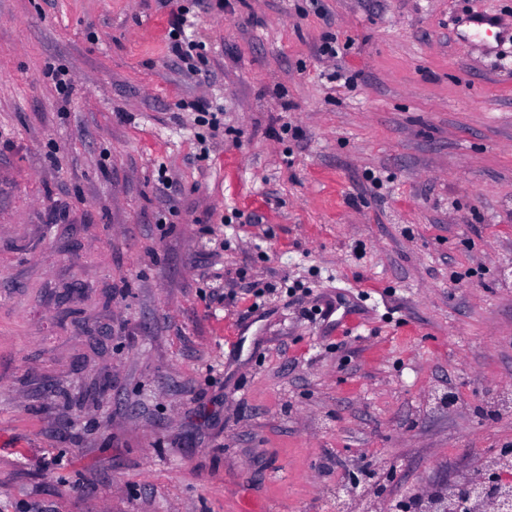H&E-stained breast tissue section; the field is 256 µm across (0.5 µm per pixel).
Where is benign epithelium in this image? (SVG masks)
Segmentation results:
<instances>
[{
  "label": "benign epithelium",
  "mask_w": 512,
  "mask_h": 512,
  "mask_svg": "<svg viewBox=\"0 0 512 512\" xmlns=\"http://www.w3.org/2000/svg\"><path fill=\"white\" fill-rule=\"evenodd\" d=\"M503 457L502 467L486 468L477 479L457 480L449 484V493L436 490L419 499L414 512H457L461 500L468 502L470 512H512V477L505 472L512 465V448Z\"/></svg>",
  "instance_id": "benign-epithelium-1"
}]
</instances>
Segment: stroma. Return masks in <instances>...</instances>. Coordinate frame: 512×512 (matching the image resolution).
I'll list each match as a JSON object with an SVG mask.
<instances>
[{
	"instance_id": "stroma-1",
	"label": "stroma",
	"mask_w": 512,
	"mask_h": 512,
	"mask_svg": "<svg viewBox=\"0 0 512 512\" xmlns=\"http://www.w3.org/2000/svg\"><path fill=\"white\" fill-rule=\"evenodd\" d=\"M173 2L191 79L160 0H0V512H403L479 475L512 448V39L470 22L512 0ZM189 8L180 6L177 13L172 12L168 20L169 31L168 36L170 40V49L172 55L181 63V71L189 76H193L198 71V66L193 63L194 53L197 58L203 59L201 52L197 50L202 49L200 42L189 39L186 35L185 28L193 24L188 20ZM189 23V24H188Z\"/></svg>"
}]
</instances>
